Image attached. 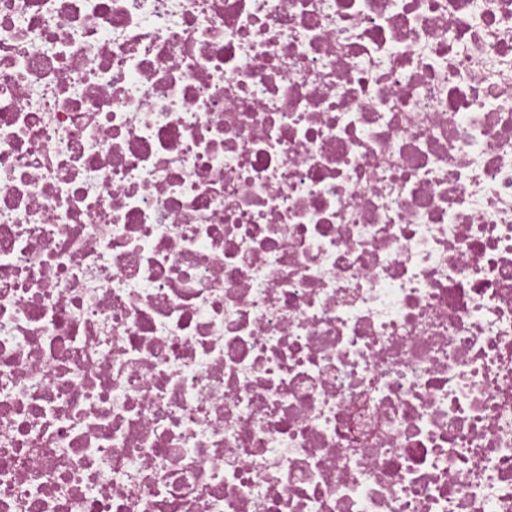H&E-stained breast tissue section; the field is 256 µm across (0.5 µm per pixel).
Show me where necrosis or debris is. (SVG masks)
<instances>
[{"label": "necrosis or debris", "instance_id": "necrosis-or-debris-1", "mask_svg": "<svg viewBox=\"0 0 512 512\" xmlns=\"http://www.w3.org/2000/svg\"><path fill=\"white\" fill-rule=\"evenodd\" d=\"M0 512H512V0H0Z\"/></svg>", "mask_w": 512, "mask_h": 512}]
</instances>
